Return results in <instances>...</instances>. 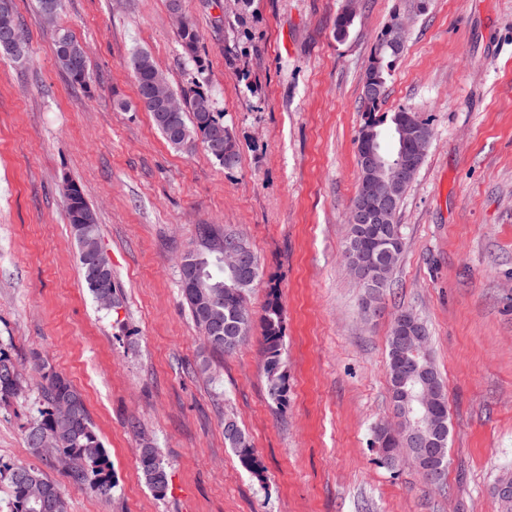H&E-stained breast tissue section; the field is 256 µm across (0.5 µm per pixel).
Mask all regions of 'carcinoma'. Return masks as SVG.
<instances>
[{"label":"carcinoma","instance_id":"obj_1","mask_svg":"<svg viewBox=\"0 0 512 512\" xmlns=\"http://www.w3.org/2000/svg\"><path fill=\"white\" fill-rule=\"evenodd\" d=\"M399 22L393 21L381 30L374 46L371 60L364 78V100L367 103L368 116L358 132L356 149L370 144L379 155L392 162L400 156L414 158L415 163L408 181H413L419 170L425 153L401 138L400 126L405 117L412 113L407 108H399L387 114L391 147L383 145L380 120L375 118L381 96L386 87V75L392 63L400 57L403 48L392 47V38ZM69 43L76 54L67 55L59 45H54L60 66L67 73L70 81L80 87L87 86L89 78L88 56L84 46L73 35H68ZM200 34L194 25L186 23L178 31V43L182 52L189 59L198 60ZM129 65L133 71L138 105L150 113L156 128L162 133L167 143L175 149L189 150L196 143L203 144L205 151L226 169L237 166L239 152L231 129L224 124L221 113L215 111L210 95L199 87L183 91L182 105L177 112H168L160 118V112L145 94L146 84L161 76L151 56L144 51L132 54ZM78 195L73 203L66 205V217L73 236H78L75 224L78 216H86L90 229L99 234L98 224L93 209L85 199L82 188H77ZM388 236L377 232L374 225L367 224L357 230V225H350V234L346 249L357 253L365 261L384 247L392 249V262H398L404 247L400 226L395 224V217H390L387 224ZM233 238L246 248L250 263L247 272L242 273L222 265L218 255L205 251L200 256L198 278L202 287L197 292L213 299L210 307L211 316L218 319L215 324L203 314L192 296V289L180 282L191 318L203 335L204 341L214 350L226 355L235 353L251 337L254 322H259L262 336L261 346L264 356L263 374L267 395L278 409L288 403L287 372L282 355L283 313L279 288H269L267 299L260 315H255L248 302V294L255 281L262 276V268L257 256L248 242L239 235ZM85 287L93 297L108 295L112 298V307L119 306L116 287L112 281V269L96 273L83 257H78ZM389 287L384 284L376 288L363 283L365 298L361 310L365 316L375 315L381 296ZM405 326L401 322V312H396L392 319L391 334L388 340V370L391 382L392 405L406 409H417L414 401L408 398L410 385L402 382L401 375L411 372L410 364L404 362L398 350L397 336ZM41 373L40 404L37 417L30 423L26 433V442L35 453H42L48 444L54 445V454L61 459L60 468L72 487L92 493L102 499L112 496V472L108 454L92 424L82 393L54 367L42 363L38 365ZM434 387L430 410L426 412L429 420L438 419L448 423V401L437 369L431 371ZM24 382L16 369L12 355L0 347V403H5L22 392ZM60 403L69 405L65 412L56 410ZM234 431H224L227 447L231 448L240 465L262 477V469L244 429L232 418L227 419ZM139 471L149 488L158 497L166 495L169 487L168 466L162 458L159 448L147 444L139 449ZM0 483L9 489V512H67V501L60 487L35 467L17 463L0 466Z\"/></svg>","mask_w":512,"mask_h":512}]
</instances>
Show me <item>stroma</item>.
<instances>
[{
    "instance_id": "35a3bbf8",
    "label": "stroma",
    "mask_w": 512,
    "mask_h": 512,
    "mask_svg": "<svg viewBox=\"0 0 512 512\" xmlns=\"http://www.w3.org/2000/svg\"><path fill=\"white\" fill-rule=\"evenodd\" d=\"M24 59L0 54V346L25 377L0 403V464L61 488L68 512H507L512 475V0H184L200 33L184 56L167 0H63L46 21L13 0ZM355 16L344 38L336 18ZM406 27L380 106L428 118L432 141L396 221L404 249L381 316L347 270L348 213L361 180L363 78L381 29ZM87 50L90 83L59 66L53 29ZM147 51L171 89L202 86L236 138L224 169L203 146L172 148L137 104L128 66ZM95 210L120 305L80 279L58 186ZM242 233L284 311L290 400L271 406L258 343L212 352L182 306L178 262L200 225ZM427 324L448 397L441 486L381 464L372 429L390 416L391 316ZM82 392L112 463L110 500L74 489L28 448L36 363ZM248 432L255 477L224 444ZM151 441L169 466L157 497L138 468Z\"/></svg>"
}]
</instances>
